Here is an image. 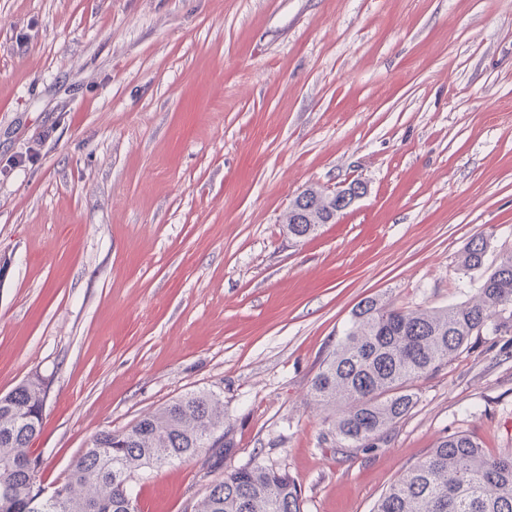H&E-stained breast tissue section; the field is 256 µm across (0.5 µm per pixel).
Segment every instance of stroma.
Wrapping results in <instances>:
<instances>
[{
  "label": "stroma",
  "mask_w": 512,
  "mask_h": 512,
  "mask_svg": "<svg viewBox=\"0 0 512 512\" xmlns=\"http://www.w3.org/2000/svg\"><path fill=\"white\" fill-rule=\"evenodd\" d=\"M365 194L306 238L308 188ZM512 255V0H0V394L49 383L44 484L185 393L224 403L225 467L303 512H373L440 438L512 453V308L417 383L372 449L319 442L312 382L366 299L472 297ZM206 457L135 476L193 512Z\"/></svg>",
  "instance_id": "35a3bbf8"
}]
</instances>
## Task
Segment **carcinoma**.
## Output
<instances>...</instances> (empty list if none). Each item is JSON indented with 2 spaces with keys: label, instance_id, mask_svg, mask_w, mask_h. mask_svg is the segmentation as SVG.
Segmentation results:
<instances>
[{
  "label": "carcinoma",
  "instance_id": "carcinoma-1",
  "mask_svg": "<svg viewBox=\"0 0 512 512\" xmlns=\"http://www.w3.org/2000/svg\"><path fill=\"white\" fill-rule=\"evenodd\" d=\"M340 214L314 202L311 223L288 231L314 234ZM487 239H473L460 256L476 295L444 309L396 308L369 298L329 353L311 387L326 413L320 441L338 448H372L418 403L414 383L438 371L472 339L499 329L512 306V256L484 269ZM48 382L36 375L0 395V512H136L129 507L135 472L183 463L203 453L219 469L234 448L224 428V402L192 391L148 413L121 432L103 431L71 463L58 494L42 497L43 461L29 447L39 435ZM220 438H215V435ZM196 512H302V495L288 472L261 463L229 469L208 488ZM374 512H512V455L493 456L470 436L438 441L378 500Z\"/></svg>",
  "mask_w": 512,
  "mask_h": 512
}]
</instances>
